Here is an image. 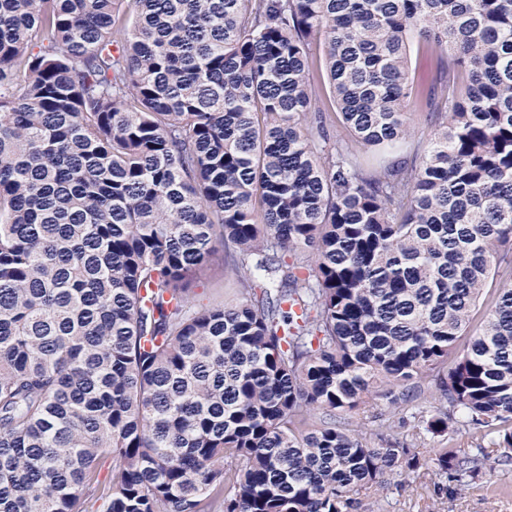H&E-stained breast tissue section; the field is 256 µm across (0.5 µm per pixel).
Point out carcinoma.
Returning a JSON list of instances; mask_svg holds the SVG:
<instances>
[{
  "instance_id": "obj_1",
  "label": "carcinoma",
  "mask_w": 512,
  "mask_h": 512,
  "mask_svg": "<svg viewBox=\"0 0 512 512\" xmlns=\"http://www.w3.org/2000/svg\"><path fill=\"white\" fill-rule=\"evenodd\" d=\"M132 2L0 0V512H385L456 411L436 496L512 464L511 283L445 370L512 275V0ZM410 58L412 76L415 80L427 78L434 72L436 58L427 53L425 44L418 38L412 40ZM313 89L314 92L318 98V100L321 102V105L323 106V109L325 112H329V115L331 116L332 124L334 125V133L336 134V131L340 133L342 136H345L346 131L343 128L341 118L339 114H337L336 104L334 102V98L332 93L329 90V86L326 81H323V79H319L318 74L316 73L314 81H313ZM426 112H421L414 104L410 105V112L407 115L408 125L412 131L415 142L420 141L423 144L431 135V127L425 119ZM221 254H218L214 260V271L212 277L201 279L196 283L195 287L191 290V297L194 304L209 305L213 302L220 301L223 298V292L220 286L223 283L222 268H221ZM413 405L408 406H401L399 409L395 410L393 407H391L386 400H378L376 404L373 405V408H370V411L364 414H351L353 421V424L359 423V425H362L368 431L373 428L374 423L372 422V415H375L377 413H382L386 417H390L393 420H397L401 416H409L410 412L413 411L412 409ZM362 423H365L364 425Z\"/></svg>"
}]
</instances>
